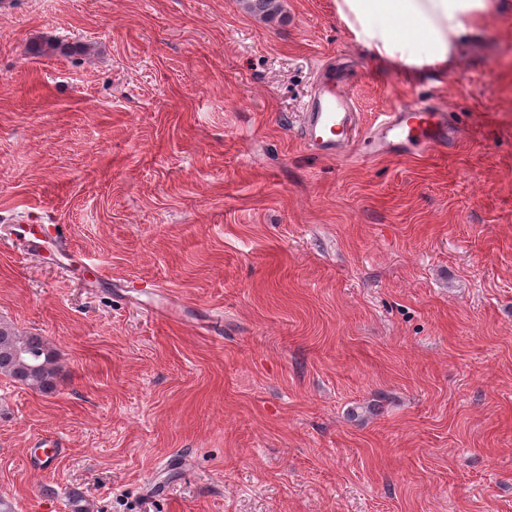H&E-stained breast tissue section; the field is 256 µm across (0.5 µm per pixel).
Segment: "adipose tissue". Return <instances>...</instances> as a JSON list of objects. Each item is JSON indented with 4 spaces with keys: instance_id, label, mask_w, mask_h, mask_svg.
I'll list each match as a JSON object with an SVG mask.
<instances>
[{
    "instance_id": "obj_1",
    "label": "adipose tissue",
    "mask_w": 512,
    "mask_h": 512,
    "mask_svg": "<svg viewBox=\"0 0 512 512\" xmlns=\"http://www.w3.org/2000/svg\"><path fill=\"white\" fill-rule=\"evenodd\" d=\"M354 40L373 56L417 68L446 66L480 32L496 0H335Z\"/></svg>"
}]
</instances>
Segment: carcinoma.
Masks as SVG:
<instances>
[{
  "mask_svg": "<svg viewBox=\"0 0 512 512\" xmlns=\"http://www.w3.org/2000/svg\"><path fill=\"white\" fill-rule=\"evenodd\" d=\"M245 9L272 18L279 12L278 0H240ZM57 354L48 340L36 334L22 335L0 319V376L34 391L52 394L57 390Z\"/></svg>",
  "mask_w": 512,
  "mask_h": 512,
  "instance_id": "obj_1",
  "label": "carcinoma"
}]
</instances>
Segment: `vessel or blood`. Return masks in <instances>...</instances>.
<instances>
[{"instance_id": "obj_1", "label": "vessel or blood", "mask_w": 512, "mask_h": 512, "mask_svg": "<svg viewBox=\"0 0 512 512\" xmlns=\"http://www.w3.org/2000/svg\"><path fill=\"white\" fill-rule=\"evenodd\" d=\"M352 122L351 97L340 74L328 71L311 95L301 117L300 139L315 155H340L349 145ZM457 134L451 108L422 101L385 113L371 145L375 152H404L412 141L444 150Z\"/></svg>"}]
</instances>
